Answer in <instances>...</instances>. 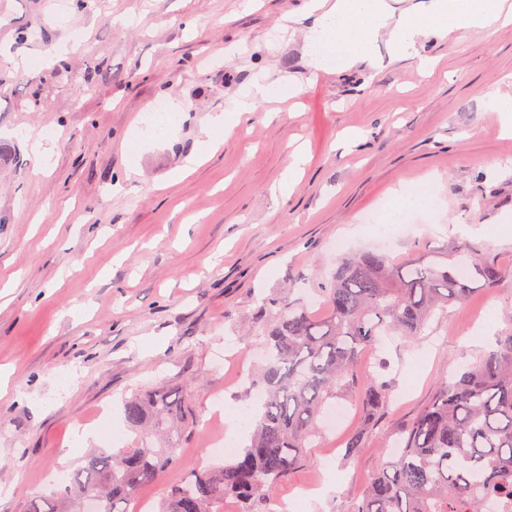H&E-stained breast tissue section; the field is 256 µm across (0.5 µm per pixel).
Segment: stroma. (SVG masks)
Returning a JSON list of instances; mask_svg holds the SVG:
<instances>
[{
	"label": "stroma",
	"mask_w": 512,
	"mask_h": 512,
	"mask_svg": "<svg viewBox=\"0 0 512 512\" xmlns=\"http://www.w3.org/2000/svg\"><path fill=\"white\" fill-rule=\"evenodd\" d=\"M305 0H0V512H22L49 472L71 474L89 449L127 447L122 398L159 380L187 386L196 435L178 465L140 492L157 502L195 470L209 395L246 403L240 369L254 370L258 335L284 300L315 302L337 258L371 250L438 261L467 248L502 278L465 306L437 313L419 340L367 350L357 377L389 387L366 451L343 456L359 423L354 392L342 426L319 429L273 493L306 485L324 495L305 512H354L394 433L438 383L512 329V135L493 98L512 97V25L420 38L418 58L321 71L308 64ZM63 62L41 64L47 52ZM437 60L427 77L419 57ZM288 81L231 134L206 131L257 74ZM180 115L151 135L156 103ZM55 129L46 167L36 138ZM361 134L360 144L347 140ZM138 138L130 159L124 144ZM309 163L289 196L278 180L295 149ZM184 178H176L180 168ZM434 197L423 224L392 225L389 241L365 214L397 194ZM243 365L217 369L223 349ZM110 408L119 441L74 429Z\"/></svg>",
	"instance_id": "stroma-1"
}]
</instances>
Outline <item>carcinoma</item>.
Segmentation results:
<instances>
[{
    "label": "carcinoma",
    "instance_id": "cac0c4a2",
    "mask_svg": "<svg viewBox=\"0 0 512 512\" xmlns=\"http://www.w3.org/2000/svg\"><path fill=\"white\" fill-rule=\"evenodd\" d=\"M451 264L420 254L403 261L361 252L341 259L319 288L323 315L304 303L280 304L277 322L263 334L264 361L249 388L263 394L250 443L228 462L209 464L171 486L156 512H267L276 487L301 462L327 401L356 387L361 352L382 336L415 339L448 306L465 303L478 276L501 279L499 267L458 251ZM387 385L359 391L363 426L346 442L359 455L385 412ZM136 445L116 453L97 449L50 493L27 498L24 512H129L141 488L176 461L175 449L193 436L187 400L159 383L123 402ZM400 452L380 463L355 512H486V502L512 503V332L475 363L443 380L431 401L400 434Z\"/></svg>",
    "mask_w": 512,
    "mask_h": 512
}]
</instances>
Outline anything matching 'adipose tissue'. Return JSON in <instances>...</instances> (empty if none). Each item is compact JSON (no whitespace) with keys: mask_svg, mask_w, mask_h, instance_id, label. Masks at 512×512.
<instances>
[{"mask_svg":"<svg viewBox=\"0 0 512 512\" xmlns=\"http://www.w3.org/2000/svg\"><path fill=\"white\" fill-rule=\"evenodd\" d=\"M505 0H420L406 6L402 0H306L303 12L310 19L307 51L316 67L336 59L352 67L373 63V43L386 35L397 58H418L428 71L432 62L417 55L416 42L428 31L448 36L465 28H482L498 20ZM293 84L268 81L259 75L243 87L228 110L209 115L211 129L232 131L243 116L252 114L271 98L287 95Z\"/></svg>","mask_w":512,"mask_h":512,"instance_id":"obj_1","label":"adipose tissue"}]
</instances>
